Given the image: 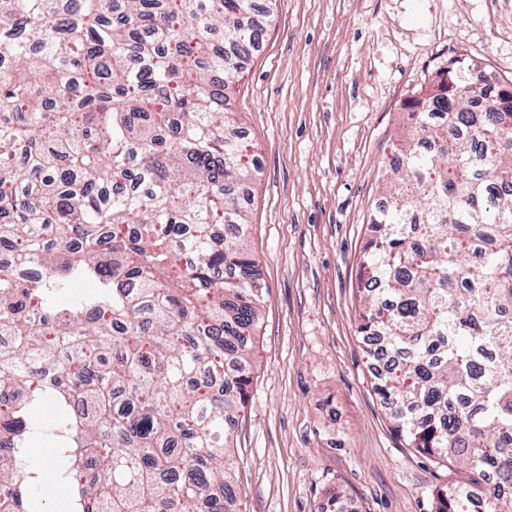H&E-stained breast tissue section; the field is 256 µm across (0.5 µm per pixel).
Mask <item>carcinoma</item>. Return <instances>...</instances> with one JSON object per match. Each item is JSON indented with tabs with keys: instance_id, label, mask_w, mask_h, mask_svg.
<instances>
[{
	"instance_id": "cac0c4a2",
	"label": "carcinoma",
	"mask_w": 512,
	"mask_h": 512,
	"mask_svg": "<svg viewBox=\"0 0 512 512\" xmlns=\"http://www.w3.org/2000/svg\"><path fill=\"white\" fill-rule=\"evenodd\" d=\"M263 31L253 0H0V448L55 441L64 512H236L260 285L226 90ZM506 89L457 57L411 100L362 255L395 429L475 475L436 512H512ZM33 475L0 458V512H51Z\"/></svg>"
}]
</instances>
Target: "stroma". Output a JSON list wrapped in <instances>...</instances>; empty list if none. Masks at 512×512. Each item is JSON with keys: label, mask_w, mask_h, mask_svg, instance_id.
<instances>
[{"label": "stroma", "mask_w": 512, "mask_h": 512, "mask_svg": "<svg viewBox=\"0 0 512 512\" xmlns=\"http://www.w3.org/2000/svg\"><path fill=\"white\" fill-rule=\"evenodd\" d=\"M462 56L512 83V0H277L230 94L262 287L240 512H434L467 474L410 448L358 332L361 248L404 106Z\"/></svg>", "instance_id": "35a3bbf8"}]
</instances>
